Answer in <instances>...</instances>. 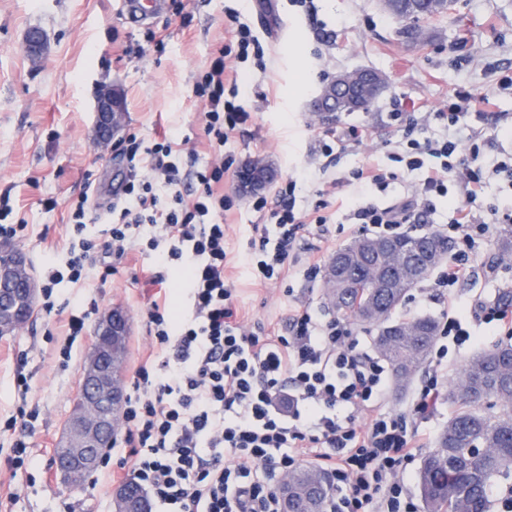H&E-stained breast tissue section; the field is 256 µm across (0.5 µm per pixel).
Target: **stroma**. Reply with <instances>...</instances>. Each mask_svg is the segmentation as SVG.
<instances>
[{"instance_id": "obj_1", "label": "stroma", "mask_w": 512, "mask_h": 512, "mask_svg": "<svg viewBox=\"0 0 512 512\" xmlns=\"http://www.w3.org/2000/svg\"><path fill=\"white\" fill-rule=\"evenodd\" d=\"M314 3L317 13L310 16L288 0H185L183 13L170 9L142 26L119 0H0V196L9 195V221L18 227L10 245L26 255L31 272L39 273L50 258L65 264L69 202L93 184L99 206L107 207L125 177L122 142L102 145L93 136L95 101L103 90L122 94L124 137L150 144L175 132L190 137L199 164L214 158L219 150L203 135V105L192 88L229 36L231 5L256 32L268 33L271 49L266 72L251 59L241 65L255 91L244 102L254 121L229 139L225 154L271 162L279 181L304 167H325L322 128L309 104L331 76L360 68L384 72L388 84L368 111L337 118L340 127L363 125L367 137L326 167L327 178L344 181L354 168L387 163V144L396 135L393 107L433 112L462 87L494 102L496 119L483 127L488 159L512 152V88L499 87L503 75H512V0H457L445 15L422 19L415 40L402 36L403 22L384 10L382 0ZM33 27L49 39V52L38 63L22 48ZM158 40L164 49L151 50ZM141 46L146 54L132 57ZM262 91L268 94L264 103L257 98ZM340 193L355 196L356 187L344 181ZM49 198L56 202L51 210L44 206ZM230 274L254 317L287 321L282 288L255 287L240 267ZM141 275L139 262L94 253L83 283L57 285L52 311L36 308L26 325L0 336V421L23 402L16 387L21 374L30 386L24 401L39 411L27 439L30 463L17 474L6 465L13 437L0 433V512H114L116 486L108 475L116 448L74 491L59 481L53 457L100 316L118 307L130 317L125 381H132L147 353L146 310L157 289ZM84 310L90 313L88 331L72 344L71 359L62 360L68 318Z\"/></svg>"}]
</instances>
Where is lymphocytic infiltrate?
<instances>
[{
    "mask_svg": "<svg viewBox=\"0 0 512 512\" xmlns=\"http://www.w3.org/2000/svg\"><path fill=\"white\" fill-rule=\"evenodd\" d=\"M230 18V44L217 48L192 89L206 105L203 132L214 147L251 123L252 112L241 104L251 92L238 65L263 60L266 51L238 13ZM474 100L461 90L444 110L410 115L389 155L400 171L377 165L352 170L360 196L340 197L337 181L304 170L281 181L274 197H254L259 222L247 250L236 256L227 240L234 203L222 190L234 159L187 168L182 155L189 137L174 134L149 146L129 138L128 173L102 219L103 242L85 237L90 207L80 197L69 209L65 269L50 262L41 272L49 310L56 285L86 278L94 250L118 259L137 252L153 285L163 284V271L172 266L185 276L189 315H177L165 295L149 304L150 347L125 397L113 481L140 484L156 512H280L277 485L307 464L337 490L327 512H420L404 470L430 437L426 423L448 376L449 345L474 342V321L512 335V305L472 307L458 293L497 225L512 223V198L482 203L491 180L512 185V156L486 161L477 127L489 115L473 110ZM434 124L442 134L427 135ZM459 127L469 128L468 140L452 136ZM403 174L417 176L411 190L373 200L374 191ZM311 185L318 196L314 209L297 207L302 187ZM446 199L453 252L426 299L444 298L448 305L431 367L407 413L385 407L388 370L360 345L347 320H326L295 303L285 326L275 327L240 307L227 272L234 262L261 287L298 275L316 282L321 261L301 242L313 236L329 244L328 206L361 231L393 236L428 223Z\"/></svg>",
    "mask_w": 512,
    "mask_h": 512,
    "instance_id": "1",
    "label": "lymphocytic infiltrate"
}]
</instances>
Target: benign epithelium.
Instances as JSON below:
<instances>
[{"label": "benign epithelium", "mask_w": 512, "mask_h": 512, "mask_svg": "<svg viewBox=\"0 0 512 512\" xmlns=\"http://www.w3.org/2000/svg\"><path fill=\"white\" fill-rule=\"evenodd\" d=\"M47 41L38 30L28 33L24 50L28 57L39 60L47 52ZM352 76L341 72L333 76L336 90L346 92L347 106L365 108L364 95L351 85ZM312 110L320 124L332 125L340 114L334 98L321 90L312 102ZM122 111L121 95L110 88L104 91L96 105V139L108 144L121 129L119 112ZM271 179L264 164L255 168L254 177L239 185L242 192L258 190ZM13 295V281L8 269L0 266V299L9 304ZM130 332L127 314L118 309L107 312L97 324V336L88 363L83 370L75 408L69 416L64 431L65 443L56 458V466L63 473L68 487L82 485L84 476L98 467L105 459L107 448L112 446V429L117 420L116 405L124 397L123 379L116 372L115 355L122 348ZM121 501L119 512H147L146 498L115 497Z\"/></svg>", "instance_id": "7a95c632"}]
</instances>
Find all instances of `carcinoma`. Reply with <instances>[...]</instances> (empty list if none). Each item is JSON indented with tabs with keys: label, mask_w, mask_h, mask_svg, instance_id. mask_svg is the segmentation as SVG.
Masks as SVG:
<instances>
[{
	"label": "carcinoma",
	"mask_w": 512,
	"mask_h": 512,
	"mask_svg": "<svg viewBox=\"0 0 512 512\" xmlns=\"http://www.w3.org/2000/svg\"><path fill=\"white\" fill-rule=\"evenodd\" d=\"M456 0H384L399 20L447 13ZM396 246L362 237L339 248L325 275L327 305L372 333L377 354L391 367L401 389L421 371L439 334L432 317H394L410 292L448 261L452 244L436 232L403 234ZM497 261L512 262V225L497 241ZM448 399L458 409L441 430L436 448L424 459L417 486L426 512H489L491 481L512 473V345H497L469 357L450 384ZM492 400L499 412H485ZM324 476L314 468L290 474L288 512H310L325 497Z\"/></svg>",
	"instance_id": "cac0c4a2"
}]
</instances>
